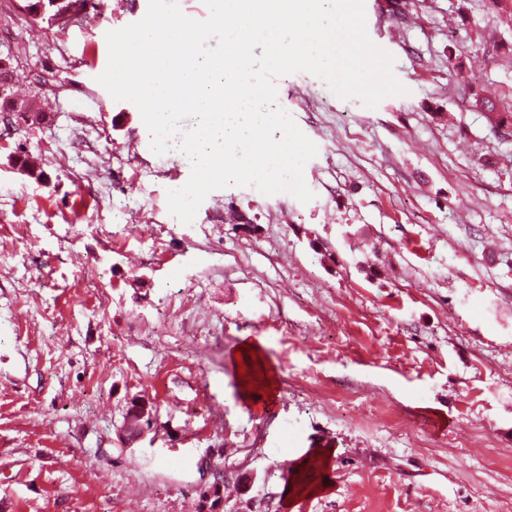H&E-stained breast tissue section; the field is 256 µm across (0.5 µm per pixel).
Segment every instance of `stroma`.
<instances>
[{
  "mask_svg": "<svg viewBox=\"0 0 512 512\" xmlns=\"http://www.w3.org/2000/svg\"><path fill=\"white\" fill-rule=\"evenodd\" d=\"M21 4L0 0V55L42 114L0 123V512H198L223 468L250 475L224 489L247 512H512V135L470 99L512 106V0H364L406 95L275 78L314 199L229 186L188 225L167 193L189 158L97 81L148 0L63 27ZM245 337L279 377L265 411L240 395ZM317 448L302 498L284 464Z\"/></svg>",
  "mask_w": 512,
  "mask_h": 512,
  "instance_id": "obj_1",
  "label": "stroma"
}]
</instances>
